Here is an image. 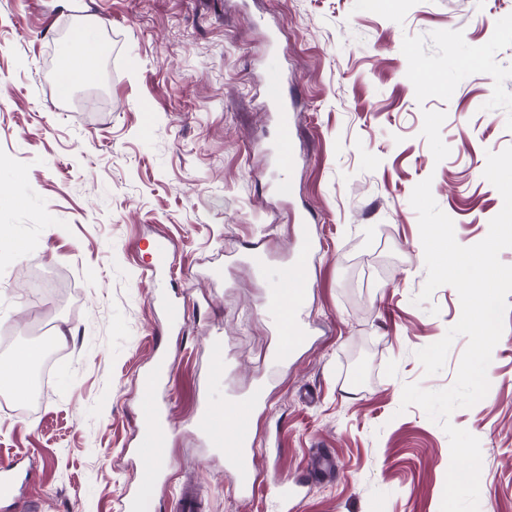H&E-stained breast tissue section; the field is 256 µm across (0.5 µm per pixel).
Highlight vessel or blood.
Wrapping results in <instances>:
<instances>
[{
  "label": "vessel or blood",
  "instance_id": "obj_1",
  "mask_svg": "<svg viewBox=\"0 0 512 512\" xmlns=\"http://www.w3.org/2000/svg\"><path fill=\"white\" fill-rule=\"evenodd\" d=\"M170 369L166 357H157L152 370L141 379L145 398L141 407L137 454L143 459L144 467L134 490L121 501L119 512H146L166 477L168 465L162 461L161 456L167 415L157 402L156 394ZM264 401V392L258 389L249 398L227 400L220 408L202 405L195 417L194 427L215 447L223 449L224 463L234 471L240 491L251 492L256 486H263L266 495L273 500L276 512H294L297 503L307 495L314 479L335 471L336 461L329 452L322 451L314 456L308 475L286 478L273 473L264 478L259 477L253 464L255 439L249 418L253 410L261 407ZM0 501L12 506L21 503L14 464L10 461L0 463Z\"/></svg>",
  "mask_w": 512,
  "mask_h": 512
}]
</instances>
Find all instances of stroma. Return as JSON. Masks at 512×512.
I'll list each match as a JSON object with an SVG mask.
<instances>
[{"instance_id":"35a3bbf8","label":"stroma","mask_w":512,"mask_h":512,"mask_svg":"<svg viewBox=\"0 0 512 512\" xmlns=\"http://www.w3.org/2000/svg\"><path fill=\"white\" fill-rule=\"evenodd\" d=\"M83 26L99 77L62 101L58 63ZM273 71L296 97L284 197L264 158ZM509 146L512 0H0V358L41 325L67 334L35 413L0 412L28 512H117L141 472L139 377L160 354L172 478L151 512H174L188 480L203 512H271L191 426L198 398L220 406L270 374L250 420L260 476L336 457L298 512H440L449 440L402 391L450 387L467 339L425 375L417 351L461 304L449 285L414 302L427 273L410 197L431 179L457 241L480 242L503 206L487 155ZM298 213L323 248L299 306L308 334L275 371L266 300L286 287ZM158 242L186 304L177 335L144 273ZM254 243L260 273L239 261ZM487 376L450 421L481 443L479 512H512V311Z\"/></svg>"}]
</instances>
